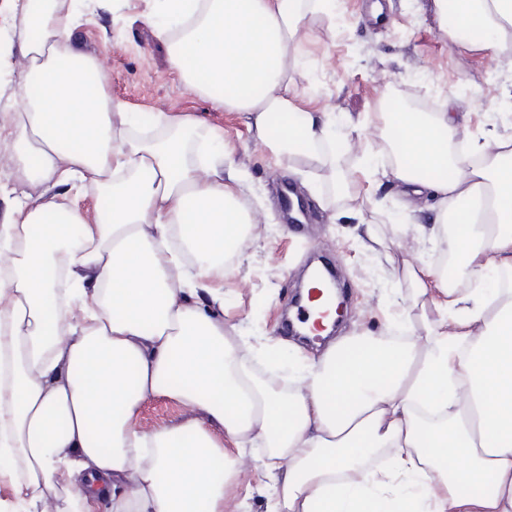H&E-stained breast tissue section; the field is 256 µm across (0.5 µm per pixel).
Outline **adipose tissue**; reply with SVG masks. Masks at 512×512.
<instances>
[{"mask_svg": "<svg viewBox=\"0 0 512 512\" xmlns=\"http://www.w3.org/2000/svg\"><path fill=\"white\" fill-rule=\"evenodd\" d=\"M35 22L0 125L21 181L0 213V481L31 512H225L237 451L261 441L270 512H512V137L453 155L454 112L390 113L391 176L442 197L430 228L452 274L412 266L436 293L423 340L355 332L311 357L284 393L257 379L211 285L255 234L226 156L190 159L196 123L157 113L134 127L81 69L75 22L38 0H5ZM173 67L218 106L246 113L274 153L314 163L332 141L301 109L290 72L308 14L335 0H163ZM440 29L512 64V0H433ZM95 183L107 200L85 223L56 195ZM456 231L446 235L449 221ZM161 395L194 413L151 432L140 404ZM224 430L216 440L212 428Z\"/></svg>", "mask_w": 512, "mask_h": 512, "instance_id": "adipose-tissue-1", "label": "adipose tissue"}]
</instances>
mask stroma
<instances>
[{"label":"stroma","mask_w":512,"mask_h":512,"mask_svg":"<svg viewBox=\"0 0 512 512\" xmlns=\"http://www.w3.org/2000/svg\"><path fill=\"white\" fill-rule=\"evenodd\" d=\"M374 16L370 0H338L333 11L306 22L291 73L301 108L323 112L336 131L334 165L274 155L257 142L244 113L216 106L172 68L158 22L161 0H76V38L103 71V87L139 123L159 112L200 120L231 151L243 171L241 196L260 230L233 257L214 287L224 292V322L242 338L258 365L277 373L290 335L281 330L299 274L315 258L337 268L347 286L345 331L382 334L394 312L418 322L404 267L431 263L438 243L423 228L436 197L410 196L383 178L393 156L385 115L413 100L439 111L453 104L467 122L456 140L512 136V69L488 51H472L439 31L432 0H384ZM293 184L312 200V222L285 223L278 193ZM163 396L139 407L137 427L152 431L192 418ZM262 446L244 448L239 473L226 489L229 512H267L259 488Z\"/></svg>","instance_id":"1"}]
</instances>
